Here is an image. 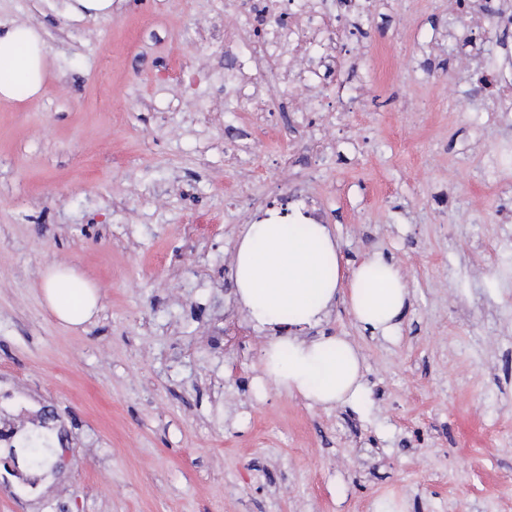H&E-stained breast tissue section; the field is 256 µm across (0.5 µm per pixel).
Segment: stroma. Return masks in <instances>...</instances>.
Returning <instances> with one entry per match:
<instances>
[{"mask_svg":"<svg viewBox=\"0 0 512 512\" xmlns=\"http://www.w3.org/2000/svg\"><path fill=\"white\" fill-rule=\"evenodd\" d=\"M483 2L325 0L336 72L255 113L224 0H0L48 50L41 96L0 99V376L70 430L43 502L5 479L0 512H512V112L473 91L512 78V7ZM297 193L409 291L390 338L341 300L304 332L360 348L355 403L280 387L236 294L249 202ZM56 264L95 286L91 324L48 309ZM67 12L71 19L111 17L114 0H68Z\"/></svg>","mask_w":512,"mask_h":512,"instance_id":"obj_1","label":"stroma"}]
</instances>
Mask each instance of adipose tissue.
Listing matches in <instances>:
<instances>
[{
  "label": "adipose tissue",
  "instance_id": "1",
  "mask_svg": "<svg viewBox=\"0 0 512 512\" xmlns=\"http://www.w3.org/2000/svg\"><path fill=\"white\" fill-rule=\"evenodd\" d=\"M46 42L34 26L0 24V98L34 97L45 80ZM237 295L255 325L270 329V376L289 393L323 406L357 401L362 358L342 336L302 337L348 291L355 320L373 335L395 330L408 297L400 271L373 254L352 271L339 261L328 225L268 219L248 225L234 258ZM43 294L63 324L80 327L98 312L94 288L66 266L49 269Z\"/></svg>",
  "mask_w": 512,
  "mask_h": 512
}]
</instances>
